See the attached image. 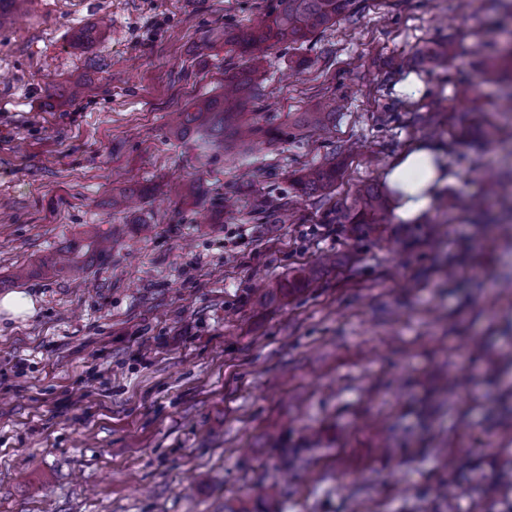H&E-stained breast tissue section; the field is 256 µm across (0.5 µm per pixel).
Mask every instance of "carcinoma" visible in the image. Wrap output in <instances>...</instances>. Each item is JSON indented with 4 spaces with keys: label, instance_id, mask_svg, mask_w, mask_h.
<instances>
[{
    "label": "carcinoma",
    "instance_id": "1",
    "mask_svg": "<svg viewBox=\"0 0 512 512\" xmlns=\"http://www.w3.org/2000/svg\"><path fill=\"white\" fill-rule=\"evenodd\" d=\"M358 0H265L264 11L257 23L238 33H225L224 41L237 47L247 58L243 71H224V86L216 95L197 99L181 112L173 113L174 130L180 134L195 132L203 148L248 149L256 143L275 144L300 136L305 131L325 130L336 122V114L344 107L335 97H320L291 119L262 123L252 108L263 96L264 71L262 62L275 47L300 51L320 33L336 25L355 11ZM491 75L512 79V41L508 40L495 52ZM339 176L336 162H326L301 169L293 180V191L286 197L256 201V219L265 221L268 213L279 214L281 221H293L296 203L302 198L326 197L333 193ZM148 189L126 188L112 195V208L124 211L135 201H143ZM396 191L370 185L358 191L346 206V224L371 225L389 208ZM312 278V271L301 269L289 281L275 285L269 293H292Z\"/></svg>",
    "mask_w": 512,
    "mask_h": 512
}]
</instances>
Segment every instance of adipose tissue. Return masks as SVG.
Wrapping results in <instances>:
<instances>
[{
  "instance_id": "ef3b65f1",
  "label": "adipose tissue",
  "mask_w": 512,
  "mask_h": 512,
  "mask_svg": "<svg viewBox=\"0 0 512 512\" xmlns=\"http://www.w3.org/2000/svg\"><path fill=\"white\" fill-rule=\"evenodd\" d=\"M437 156L433 146L421 142L403 152L389 167L386 181L401 194L396 209L399 219L410 221L427 211L436 189L450 180L447 168L435 166Z\"/></svg>"
}]
</instances>
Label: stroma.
Listing matches in <instances>:
<instances>
[{
  "label": "stroma",
  "mask_w": 512,
  "mask_h": 512,
  "mask_svg": "<svg viewBox=\"0 0 512 512\" xmlns=\"http://www.w3.org/2000/svg\"><path fill=\"white\" fill-rule=\"evenodd\" d=\"M262 6L29 0L0 24V297L35 304L0 314V512H262L270 488L277 512H512V101L485 75L491 4L361 0L306 48L312 69L265 61L262 119L342 95L335 127L203 156L168 114L221 92L242 64L224 34ZM443 39L447 62L401 67ZM350 141L330 197L256 223L257 198ZM419 142L453 175L430 208L342 223ZM142 185L149 204L113 211ZM72 246L77 272L53 274ZM300 267L309 287L264 299ZM33 307L32 299L21 292L10 293L0 299V312L3 311L14 318H23L31 314Z\"/></svg>",
  "instance_id": "obj_1"
}]
</instances>
